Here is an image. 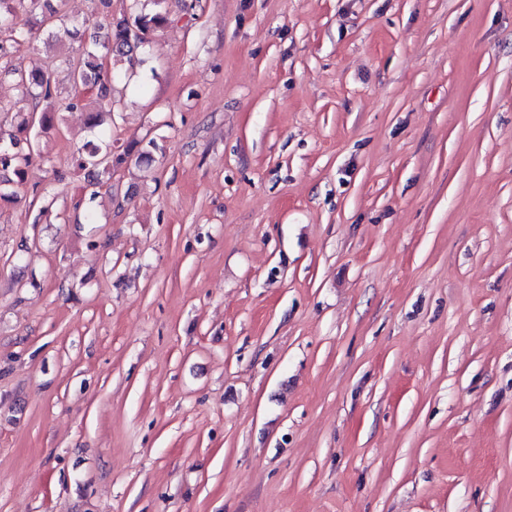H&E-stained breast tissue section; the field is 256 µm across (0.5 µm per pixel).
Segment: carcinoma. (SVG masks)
Returning a JSON list of instances; mask_svg holds the SVG:
<instances>
[{"label":"carcinoma","mask_w":512,"mask_h":512,"mask_svg":"<svg viewBox=\"0 0 512 512\" xmlns=\"http://www.w3.org/2000/svg\"><path fill=\"white\" fill-rule=\"evenodd\" d=\"M164 0H153L156 10L124 15L112 20L103 41L94 40L89 43L84 56L68 60L71 85L78 83L88 85L96 90V97L91 103L106 102L112 106V83L115 78L112 70V59L125 60L129 69L133 70L142 63L136 51L147 43L151 32L164 27L168 23L167 13L163 12ZM33 22L45 30L48 35L58 37L64 25V18L53 10L51 0H0V60L9 57L17 46L26 40V34L19 21ZM9 77L20 88L22 99L31 100L34 106L44 104L41 110L39 126H51L56 113L55 101L60 93L52 85L50 77L43 72L23 73L7 67L0 68V77ZM33 139L26 140V146L11 136L4 139L0 135V184L19 183L24 180L27 168L37 156ZM78 166L88 171L92 177L88 191V200L92 201L102 187L103 174H111L112 167L124 161V155L112 154V145L102 146L87 142L79 148Z\"/></svg>","instance_id":"cac0c4a2"}]
</instances>
